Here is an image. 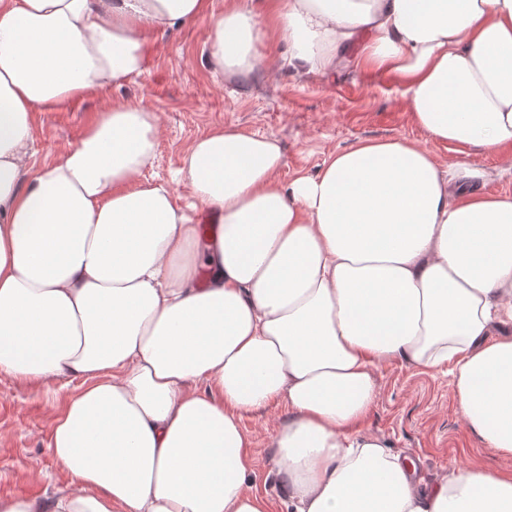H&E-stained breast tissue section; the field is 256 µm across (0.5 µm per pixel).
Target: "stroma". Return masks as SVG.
I'll use <instances>...</instances> for the list:
<instances>
[{
    "label": "stroma",
    "mask_w": 512,
    "mask_h": 512,
    "mask_svg": "<svg viewBox=\"0 0 512 512\" xmlns=\"http://www.w3.org/2000/svg\"><path fill=\"white\" fill-rule=\"evenodd\" d=\"M208 22L151 37L148 71L104 92L86 95L34 115L33 163L64 155L80 139L89 118L112 101L137 103L157 112L161 134L144 179L171 183L179 203L191 200L188 186L175 183L189 144L217 126L271 136L283 148L281 182L296 173H316L326 156L365 139L406 138L428 148L440 162L456 153L413 125L402 87L390 73L341 69L331 76H301L288 66V50L276 38L261 47L267 67L241 84L215 72L204 53ZM377 398L365 429L385 437L392 452L416 462L423 482L461 466L512 472V454L487 448L464 425L451 378L394 360L376 373ZM78 380L62 377L50 386L23 385L0 377V495H35L63 485L67 477L48 451L53 420ZM283 403L245 414L252 439L255 484L277 496L268 476L273 436L285 416ZM41 470L42 480L32 477Z\"/></svg>",
    "instance_id": "obj_1"
}]
</instances>
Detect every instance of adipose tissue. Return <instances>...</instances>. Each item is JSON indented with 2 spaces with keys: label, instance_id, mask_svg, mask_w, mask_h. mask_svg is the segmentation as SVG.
I'll return each instance as SVG.
<instances>
[{
  "label": "adipose tissue",
  "instance_id": "1",
  "mask_svg": "<svg viewBox=\"0 0 512 512\" xmlns=\"http://www.w3.org/2000/svg\"><path fill=\"white\" fill-rule=\"evenodd\" d=\"M302 75L384 69L412 123L453 146L363 140L281 182L274 138L224 126L181 169L196 224L143 180L160 117L116 102L60 159L32 115L146 72L147 37L211 19L210 66L262 69L263 0H0V376L81 385L49 448L67 482L0 512H273L243 414L284 401L286 512H512V474L420 486L364 429L375 372L447 368L467 428L512 452V0H276ZM470 150L506 152L488 170Z\"/></svg>",
  "mask_w": 512,
  "mask_h": 512
}]
</instances>
